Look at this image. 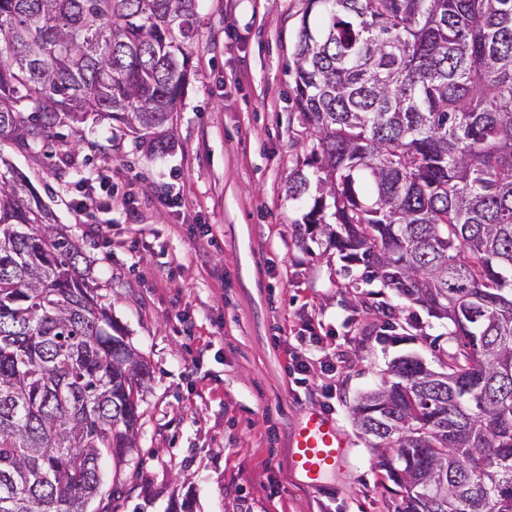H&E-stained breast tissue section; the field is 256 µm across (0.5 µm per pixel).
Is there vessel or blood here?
Returning <instances> with one entry per match:
<instances>
[{"label": "vessel or blood", "mask_w": 512, "mask_h": 512, "mask_svg": "<svg viewBox=\"0 0 512 512\" xmlns=\"http://www.w3.org/2000/svg\"><path fill=\"white\" fill-rule=\"evenodd\" d=\"M290 472L305 486L325 487L324 476L336 469L348 453L335 421L312 410L294 428L290 439Z\"/></svg>", "instance_id": "b4317fda"}]
</instances>
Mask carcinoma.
<instances>
[{
	"instance_id": "obj_1",
	"label": "carcinoma",
	"mask_w": 512,
	"mask_h": 512,
	"mask_svg": "<svg viewBox=\"0 0 512 512\" xmlns=\"http://www.w3.org/2000/svg\"><path fill=\"white\" fill-rule=\"evenodd\" d=\"M199 0H0V138L37 150L115 120L151 151ZM288 180L344 272L448 321L440 370L395 360L356 425L397 512H512V0H306ZM92 262L0 155V512H87L135 447L149 367Z\"/></svg>"
}]
</instances>
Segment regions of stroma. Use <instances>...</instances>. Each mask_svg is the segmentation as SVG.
Here are the masks:
<instances>
[{
	"label": "stroma",
	"mask_w": 512,
	"mask_h": 512,
	"mask_svg": "<svg viewBox=\"0 0 512 512\" xmlns=\"http://www.w3.org/2000/svg\"><path fill=\"white\" fill-rule=\"evenodd\" d=\"M305 0H200L190 75L166 155L116 123L87 120L52 152L0 141L93 261L113 319L151 367L136 447L105 461L109 512H396L352 415L395 359L437 368L448 326L380 283L344 277L302 222L289 176L313 145L294 103ZM73 151L75 168L60 157ZM103 172L107 181L96 180ZM92 199L90 208L73 203ZM308 360L294 368V357ZM318 409L349 444L311 489L290 438Z\"/></svg>",
	"instance_id": "obj_1"
}]
</instances>
